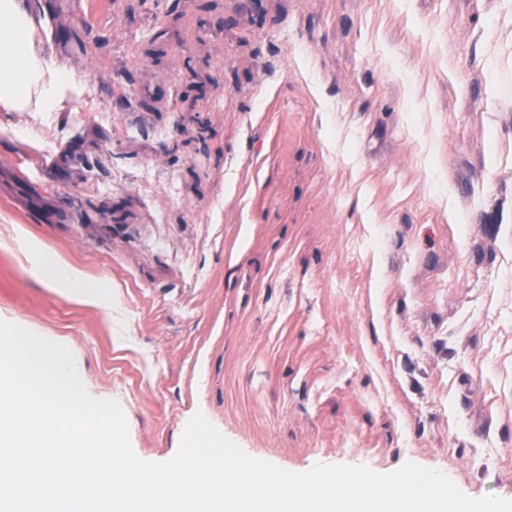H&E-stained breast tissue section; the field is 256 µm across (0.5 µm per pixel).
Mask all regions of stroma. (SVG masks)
I'll use <instances>...</instances> for the list:
<instances>
[{
    "label": "stroma",
    "instance_id": "stroma-1",
    "mask_svg": "<svg viewBox=\"0 0 512 512\" xmlns=\"http://www.w3.org/2000/svg\"><path fill=\"white\" fill-rule=\"evenodd\" d=\"M28 2L87 94L0 112V320L142 459L199 412L288 471L512 499V0ZM19 226L111 306L44 288Z\"/></svg>",
    "mask_w": 512,
    "mask_h": 512
}]
</instances>
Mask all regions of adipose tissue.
I'll return each mask as SVG.
<instances>
[{
  "label": "adipose tissue",
  "instance_id": "obj_1",
  "mask_svg": "<svg viewBox=\"0 0 512 512\" xmlns=\"http://www.w3.org/2000/svg\"><path fill=\"white\" fill-rule=\"evenodd\" d=\"M37 18L27 0H0V112L61 111L83 94L36 36ZM16 241L38 281L58 295L92 307L111 303L114 287L89 281L64 258L18 234Z\"/></svg>",
  "mask_w": 512,
  "mask_h": 512
}]
</instances>
